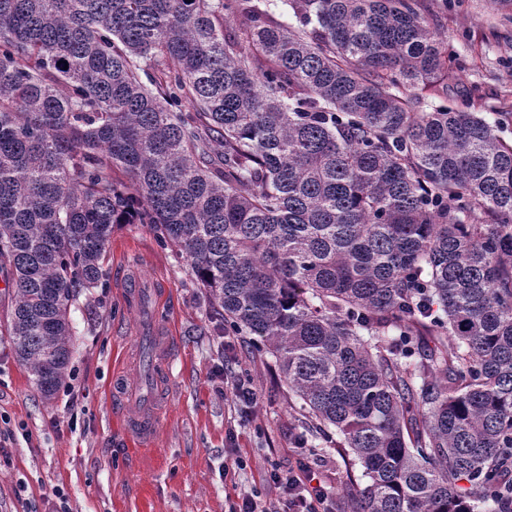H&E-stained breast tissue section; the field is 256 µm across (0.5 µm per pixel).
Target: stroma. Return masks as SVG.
Returning <instances> with one entry per match:
<instances>
[{
  "label": "stroma",
  "mask_w": 512,
  "mask_h": 512,
  "mask_svg": "<svg viewBox=\"0 0 512 512\" xmlns=\"http://www.w3.org/2000/svg\"><path fill=\"white\" fill-rule=\"evenodd\" d=\"M429 27L459 67L448 101L476 91L478 109L512 141V11L492 0H422ZM160 290L159 318L170 326L175 359L164 419L145 446L126 429L113 376H142L148 338L121 291L131 263ZM104 267L108 285L71 309L69 374L44 399L0 333V430L13 440L0 457V512H228L241 490L275 492L262 476L294 461L298 439L319 449L332 512H352L354 493L337 474L346 458L288 405L270 358L248 337L216 335L212 309L176 249L143 224L114 229ZM246 372L258 394L246 409L225 397L224 378ZM243 457L245 467L234 460Z\"/></svg>",
  "instance_id": "stroma-1"
}]
</instances>
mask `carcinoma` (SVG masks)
<instances>
[{"label":"carcinoma","mask_w":512,"mask_h":512,"mask_svg":"<svg viewBox=\"0 0 512 512\" xmlns=\"http://www.w3.org/2000/svg\"><path fill=\"white\" fill-rule=\"evenodd\" d=\"M454 67L419 0H0L6 330L41 395L145 224L360 466L353 512H507L512 143L417 111Z\"/></svg>","instance_id":"1"}]
</instances>
